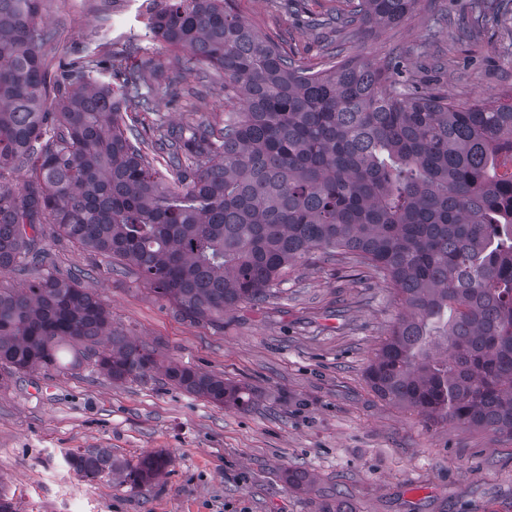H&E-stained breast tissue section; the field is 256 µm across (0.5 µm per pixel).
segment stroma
<instances>
[{
    "instance_id": "stroma-1",
    "label": "stroma",
    "mask_w": 512,
    "mask_h": 512,
    "mask_svg": "<svg viewBox=\"0 0 512 512\" xmlns=\"http://www.w3.org/2000/svg\"><path fill=\"white\" fill-rule=\"evenodd\" d=\"M143 0H43L55 31L50 67L83 57L136 69L146 101L128 114L145 141L183 121L221 128L238 100L223 73L145 34ZM344 0H232L234 12L319 68L333 44L369 64L405 51L404 76L459 103L512 90V22L478 16L472 0H421L398 26L376 34L313 29L309 15ZM447 24H438V14ZM46 257L0 283L27 288L47 272L78 281L129 340L175 362L224 376L253 397L244 410L215 405L164 378L115 383L88 368L14 374L0 368V494L17 512H512V438L451 422L426 426L379 398L366 369L399 306L377 279L346 261L311 259L288 271L278 297L242 303L219 325L178 315L137 275L47 233ZM107 448L136 464L169 456L166 473L131 487L121 476L88 482L71 453ZM309 481L289 484L292 470Z\"/></svg>"
}]
</instances>
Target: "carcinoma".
Here are the masks:
<instances>
[{
  "instance_id": "1",
  "label": "carcinoma",
  "mask_w": 512,
  "mask_h": 512,
  "mask_svg": "<svg viewBox=\"0 0 512 512\" xmlns=\"http://www.w3.org/2000/svg\"><path fill=\"white\" fill-rule=\"evenodd\" d=\"M43 0H0V273L42 257L44 226L133 271L177 313L212 325L277 296L288 267L338 255L380 280L406 313L366 370L381 399L442 422L512 436V102L458 103L340 50L301 64L238 17L231 0H145L146 35L224 72L243 109L215 130L161 129L155 167L123 113L140 101L89 58L50 71ZM420 0H347L312 28L371 32ZM26 171L20 184L6 175ZM92 367L148 382L154 350L112 328L102 302L48 273L0 285V367ZM169 383L245 408L247 387L169 363ZM93 481L136 487L169 460L134 466L105 448L71 455Z\"/></svg>"
}]
</instances>
